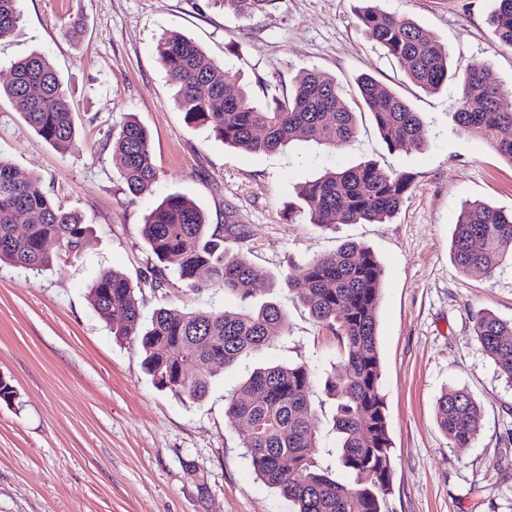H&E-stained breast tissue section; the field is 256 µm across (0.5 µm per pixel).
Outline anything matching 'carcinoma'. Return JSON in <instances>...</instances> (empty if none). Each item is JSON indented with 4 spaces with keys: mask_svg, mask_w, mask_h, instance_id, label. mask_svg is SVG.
Listing matches in <instances>:
<instances>
[{
    "mask_svg": "<svg viewBox=\"0 0 512 512\" xmlns=\"http://www.w3.org/2000/svg\"><path fill=\"white\" fill-rule=\"evenodd\" d=\"M218 2L225 13L247 19L267 12L276 0ZM19 20L18 0H0V37L13 32ZM359 22L369 39L403 64L416 86L436 93L448 82V47L418 24L398 21L372 6L361 10ZM489 22L500 43L512 48V0H495ZM156 55L176 88L185 120L209 129L228 146L275 152L294 140L334 149L355 140V112L342 88L315 69L304 71L282 95L261 104L231 70L217 66L180 33L164 34ZM3 91L46 142L59 148L73 143L75 115L57 72L43 56L33 53L14 63ZM357 94L388 149L423 144L421 117L395 91L365 75L357 81ZM452 116L459 130L490 144L512 165V140L500 137L503 128L512 127V93L489 66L472 64L466 69ZM109 140L127 191L152 192L158 174L146 128L129 117L112 126ZM412 184L405 172L363 162L299 186L295 212L325 229L383 223L398 213ZM20 221L22 233L17 232ZM226 232L244 239L233 215L225 216L222 224H211L188 197L166 196L142 224V237L159 261L144 282L155 289L181 284L196 291H222L240 300L238 309L175 314L159 308L145 326L135 286L115 269L103 271L87 289L90 305L112 326L115 339L138 337L145 369L158 389L200 401L216 368L271 346L286 328V303H302L339 341V361L322 377L324 391L335 400L336 469L321 466L316 458L311 395L317 376L306 362L255 369L225 395L227 418L250 424L244 448L251 467L259 480L288 501L290 512H388L391 438L377 337L382 265L370 249L347 241L336 252L309 261L299 274L286 276L285 300L257 304L254 299L269 294L273 281L255 272L243 250L224 248ZM92 237L91 227L77 212L65 210L37 187V178L20 177L15 166L0 157V262L47 270L56 257L44 247L46 240L54 239L66 253L76 255ZM509 253L512 211L484 201H463L451 243L456 268L491 278ZM474 330L500 374L512 381V321L479 312ZM481 418L480 406L464 388L447 389L438 399V425L453 447L472 443Z\"/></svg>",
    "mask_w": 512,
    "mask_h": 512,
    "instance_id": "carcinoma-1",
    "label": "carcinoma"
}]
</instances>
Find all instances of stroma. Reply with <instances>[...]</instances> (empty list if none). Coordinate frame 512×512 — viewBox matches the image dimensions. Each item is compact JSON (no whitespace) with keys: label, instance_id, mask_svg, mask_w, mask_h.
I'll use <instances>...</instances> for the list:
<instances>
[{"label":"stroma","instance_id":"stroma-1","mask_svg":"<svg viewBox=\"0 0 512 512\" xmlns=\"http://www.w3.org/2000/svg\"><path fill=\"white\" fill-rule=\"evenodd\" d=\"M397 19L420 25L447 46L453 68L489 65L512 86V49L494 36V0H376ZM361 0H277L248 20L214 0H19L21 20L0 39V84L12 62L44 56L71 97L77 135L67 149L48 144L0 99V156L21 176L90 224L94 240L78 256L50 251L53 269L35 273L0 263V375L17 396L0 403V512H289L287 501L257 481L242 446L244 425L230 423L225 395L264 363L305 362L326 371L339 344L301 303L271 347L218 369L208 396L181 400L154 387L136 341H115L89 304V284L106 268L141 284L143 321L166 307L178 312L233 309L231 295L188 288L154 290L143 276L155 258L141 227L164 197L180 193L210 223L233 215L258 274L282 279L298 265L346 241L375 254L384 269L378 305L382 389L391 437L389 512H512V385L473 331L477 311L512 319V263L493 278L460 272L450 247L465 199L512 210V166L486 142L456 129L451 80L436 94L359 29ZM81 26V39L67 31ZM177 32L216 64L236 72L254 99L266 85H290L317 69L351 88L364 73L419 112L425 145L389 151L358 99L355 140L341 149L292 142L272 153L232 148L188 125L155 47ZM151 137L158 180L134 197L112 163L109 129L123 118ZM371 161L409 173L414 184L390 220L322 229L289 216L301 183L328 170ZM466 388L481 407L480 431L453 448L437 422V400ZM322 465L336 461L334 402L314 387Z\"/></svg>","mask_w":512,"mask_h":512}]
</instances>
